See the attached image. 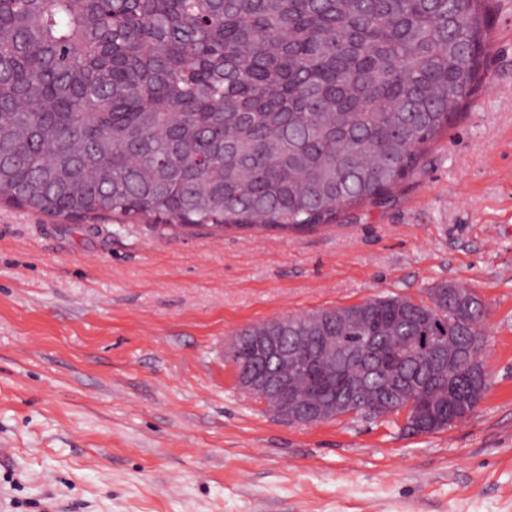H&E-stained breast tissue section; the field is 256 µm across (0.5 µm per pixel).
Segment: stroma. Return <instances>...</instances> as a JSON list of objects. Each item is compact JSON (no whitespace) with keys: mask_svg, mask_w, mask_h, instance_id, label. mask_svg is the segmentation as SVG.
<instances>
[{"mask_svg":"<svg viewBox=\"0 0 512 512\" xmlns=\"http://www.w3.org/2000/svg\"><path fill=\"white\" fill-rule=\"evenodd\" d=\"M442 282L488 307L490 385L438 433L285 423L221 353L273 317ZM0 512H512V0L466 110L336 223L174 232L0 204Z\"/></svg>","mask_w":512,"mask_h":512,"instance_id":"1","label":"stroma"}]
</instances>
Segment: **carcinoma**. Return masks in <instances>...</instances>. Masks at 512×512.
<instances>
[{"label":"carcinoma","mask_w":512,"mask_h":512,"mask_svg":"<svg viewBox=\"0 0 512 512\" xmlns=\"http://www.w3.org/2000/svg\"><path fill=\"white\" fill-rule=\"evenodd\" d=\"M493 0H0V202L66 219L301 230L378 203L477 90ZM443 282L442 315L399 295L349 305L352 353L297 387L359 380V413L411 403V433L467 418L488 381L432 371L435 336L486 307ZM334 308L290 315L320 349Z\"/></svg>","instance_id":"1"}]
</instances>
